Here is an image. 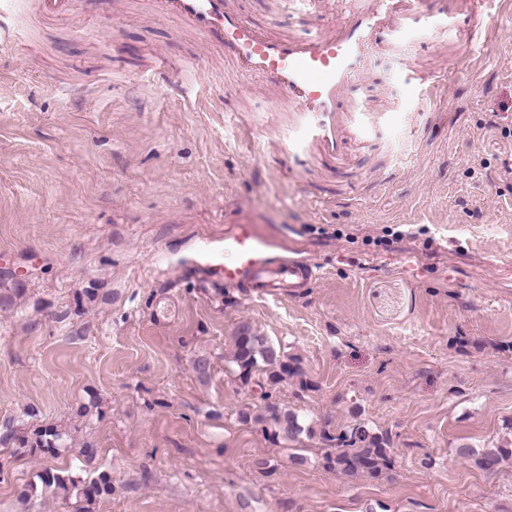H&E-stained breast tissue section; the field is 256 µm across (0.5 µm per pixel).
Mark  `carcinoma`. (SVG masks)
I'll return each mask as SVG.
<instances>
[{
  "instance_id": "carcinoma-1",
  "label": "carcinoma",
  "mask_w": 512,
  "mask_h": 512,
  "mask_svg": "<svg viewBox=\"0 0 512 512\" xmlns=\"http://www.w3.org/2000/svg\"><path fill=\"white\" fill-rule=\"evenodd\" d=\"M233 346L230 362L236 379L247 385L254 374L261 371L265 374V383L260 388H268L262 394L265 401L262 411L253 415L243 410L239 413V419L244 423L252 421L261 425L262 431L276 443L295 442L302 434L314 436L315 429L310 423L295 411L271 400V391L296 373V367L281 347L257 334L248 322L238 326L233 336ZM70 437L69 429L51 423L36 427L19 437L18 444L22 448H36L54 457L59 454V449L69 446ZM327 440L336 441V448L324 457L325 466L330 470H338L350 477L361 474L376 476L390 463L389 439L364 425L348 426L336 436L327 437ZM458 453L474 458L475 465L486 473L497 471L505 459L512 458V448L502 447L478 452L464 446L458 449ZM46 492L64 500L75 497L85 503L81 512H91V505L98 498L112 494V478L102 472L89 484L80 486L65 471H47L41 477V486H28L21 492L20 499L28 502Z\"/></svg>"
}]
</instances>
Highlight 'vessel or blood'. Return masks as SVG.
I'll return each instance as SVG.
<instances>
[{
  "label": "vessel or blood",
  "instance_id": "obj_1",
  "mask_svg": "<svg viewBox=\"0 0 512 512\" xmlns=\"http://www.w3.org/2000/svg\"><path fill=\"white\" fill-rule=\"evenodd\" d=\"M23 12L44 18L72 13L74 0H9ZM489 0H346L338 21L306 38L273 34L229 6L227 0H155L161 15H173L219 48L239 72L272 79L292 106L281 153L294 160L325 155L342 160L349 144L375 127L379 116L345 106L349 84L361 75L378 41L397 44L418 29L447 34L459 17L471 33L482 32ZM233 231L224 238L230 262L218 272L228 288H245L264 298L295 293L312 280L315 267L287 256L284 242L259 232L250 215L233 214Z\"/></svg>",
  "mask_w": 512,
  "mask_h": 512
}]
</instances>
